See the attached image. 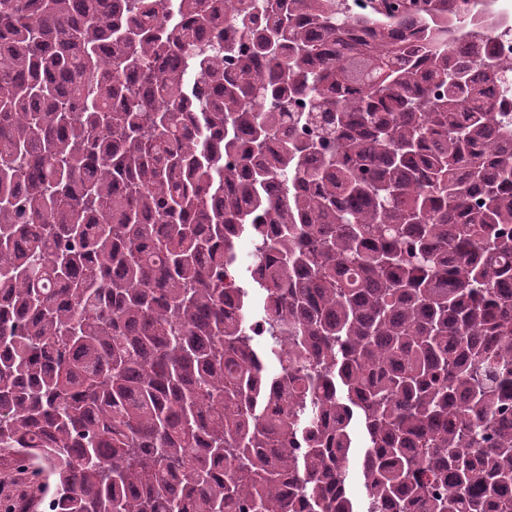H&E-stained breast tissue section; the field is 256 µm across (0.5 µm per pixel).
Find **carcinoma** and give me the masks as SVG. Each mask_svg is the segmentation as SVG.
<instances>
[{
    "instance_id": "carcinoma-1",
    "label": "carcinoma",
    "mask_w": 512,
    "mask_h": 512,
    "mask_svg": "<svg viewBox=\"0 0 512 512\" xmlns=\"http://www.w3.org/2000/svg\"><path fill=\"white\" fill-rule=\"evenodd\" d=\"M344 2L0 0V512H512V61Z\"/></svg>"
}]
</instances>
